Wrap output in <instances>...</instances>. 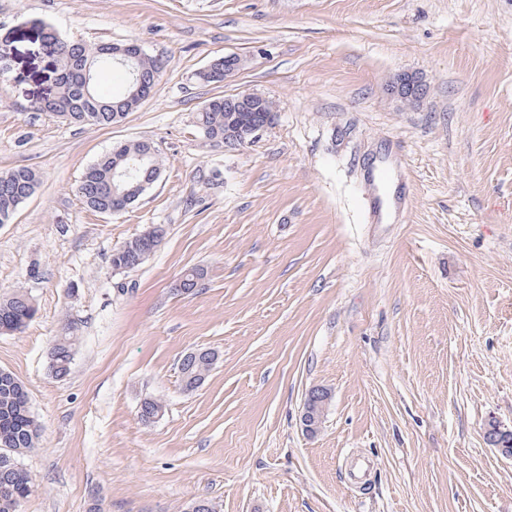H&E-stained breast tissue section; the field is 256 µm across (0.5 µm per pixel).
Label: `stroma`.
<instances>
[{
	"label": "stroma",
	"mask_w": 512,
	"mask_h": 512,
	"mask_svg": "<svg viewBox=\"0 0 512 512\" xmlns=\"http://www.w3.org/2000/svg\"><path fill=\"white\" fill-rule=\"evenodd\" d=\"M138 43L164 70L101 128L34 111L57 72L41 27ZM0 170L39 184L0 224V296L36 314L0 333V370L40 427L20 512H512V0H0ZM235 55L224 82L197 74ZM419 77L424 96L389 90ZM251 92L275 119L241 147L208 139L206 102ZM144 140L159 179L116 214L76 188L113 145ZM396 147L407 201L361 208L357 167ZM166 234L138 268L113 249ZM194 294L176 293L188 269ZM79 326L71 371L49 349ZM218 359L181 388L178 361ZM326 388L322 429L300 421ZM166 404L156 423L140 400ZM369 457L362 480L352 461Z\"/></svg>",
	"instance_id": "obj_1"
}]
</instances>
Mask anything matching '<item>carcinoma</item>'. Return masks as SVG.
<instances>
[{
  "mask_svg": "<svg viewBox=\"0 0 512 512\" xmlns=\"http://www.w3.org/2000/svg\"><path fill=\"white\" fill-rule=\"evenodd\" d=\"M41 46L54 61L59 74L56 89L49 94L45 105H33L37 112H48L70 124H90L108 127L140 106L137 99H126L125 94L106 96L96 89V75L116 67L108 51L109 42L89 45L82 40L63 39L50 26H42ZM136 68L149 89H154L163 64L156 58L142 55ZM224 68V62L216 58L198 73L200 81L207 84L223 82L214 73ZM237 97H216L209 100L197 113V123L205 135L212 140L224 139L230 131L227 107ZM273 112V103L263 100L257 112H239L237 116L248 123H259ZM150 150L146 141L119 144L101 155L83 173L77 187L78 197L86 208L101 213L112 209V192L108 183L112 181V170L122 169L138 154ZM160 162L157 154L145 159L133 172L126 189L144 181L158 180ZM39 182L35 170L23 166L0 171V224H6L16 211L35 192ZM150 236L141 234L115 248L112 252V267H122L125 260L150 248ZM31 299L22 292L0 297V326L5 324L20 331L35 315ZM73 327L58 337L52 347L54 376L64 378L72 363ZM217 360V354L207 350L206 355L193 357L184 354L179 362L180 381L185 392L197 390L206 380ZM39 429L30 411L29 395L24 383L13 373L0 371V455L11 458V464H0V512H18L20 502L32 491V478L18 462V457L36 447Z\"/></svg>",
  "mask_w": 512,
  "mask_h": 512,
  "instance_id": "1",
  "label": "carcinoma"
}]
</instances>
